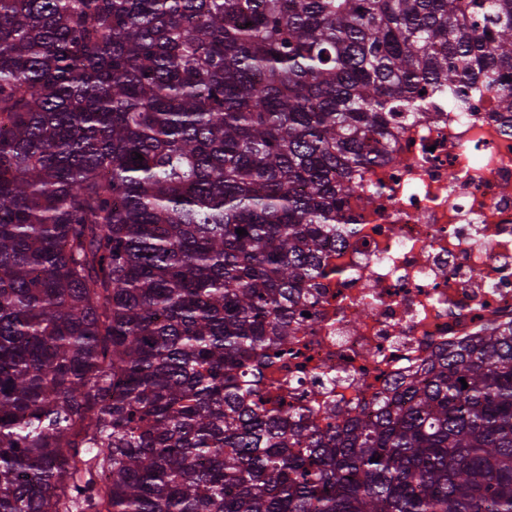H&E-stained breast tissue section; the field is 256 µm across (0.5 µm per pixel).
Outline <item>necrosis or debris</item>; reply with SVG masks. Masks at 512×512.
I'll list each match as a JSON object with an SVG mask.
<instances>
[{"instance_id":"necrosis-or-debris-1","label":"necrosis or debris","mask_w":512,"mask_h":512,"mask_svg":"<svg viewBox=\"0 0 512 512\" xmlns=\"http://www.w3.org/2000/svg\"><path fill=\"white\" fill-rule=\"evenodd\" d=\"M488 107L399 124L393 160L365 172L364 197L349 200L355 234L325 249L346 275L321 280L275 373L290 413L376 409L435 354L512 326V131ZM369 283L377 303L363 317Z\"/></svg>"}]
</instances>
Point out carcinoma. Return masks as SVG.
<instances>
[{"label":"carcinoma","mask_w":512,"mask_h":512,"mask_svg":"<svg viewBox=\"0 0 512 512\" xmlns=\"http://www.w3.org/2000/svg\"><path fill=\"white\" fill-rule=\"evenodd\" d=\"M484 95L512 0H0V512H512V328L259 395L392 125Z\"/></svg>","instance_id":"cac0c4a2"}]
</instances>
